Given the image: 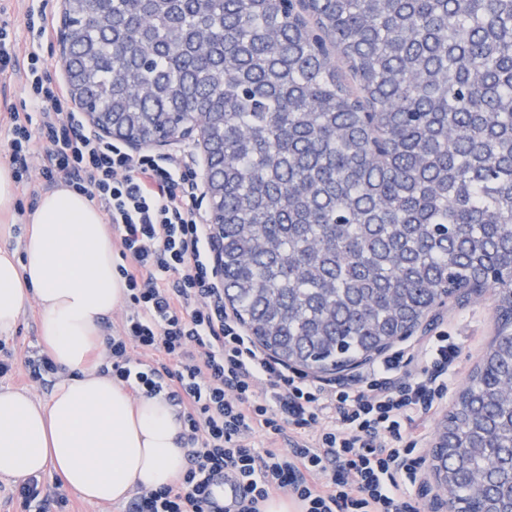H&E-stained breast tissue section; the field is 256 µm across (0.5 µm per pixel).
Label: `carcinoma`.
<instances>
[{
  "mask_svg": "<svg viewBox=\"0 0 512 512\" xmlns=\"http://www.w3.org/2000/svg\"><path fill=\"white\" fill-rule=\"evenodd\" d=\"M68 83L113 135L200 114L224 296L275 358L349 367L442 297L496 336L448 411L457 512H509L512 0H66Z\"/></svg>",
  "mask_w": 512,
  "mask_h": 512,
  "instance_id": "cac0c4a2",
  "label": "carcinoma"
}]
</instances>
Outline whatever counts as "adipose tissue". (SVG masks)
<instances>
[{
	"label": "adipose tissue",
	"instance_id": "ef3b65f1",
	"mask_svg": "<svg viewBox=\"0 0 512 512\" xmlns=\"http://www.w3.org/2000/svg\"><path fill=\"white\" fill-rule=\"evenodd\" d=\"M27 222L18 250L0 226V334L38 304L41 343L62 378L44 402L0 387V477L51 469L95 503L171 482L185 466L173 407L132 397L89 362L92 349L105 347L102 320L126 295L101 209L60 185L39 196Z\"/></svg>",
	"mask_w": 512,
	"mask_h": 512
}]
</instances>
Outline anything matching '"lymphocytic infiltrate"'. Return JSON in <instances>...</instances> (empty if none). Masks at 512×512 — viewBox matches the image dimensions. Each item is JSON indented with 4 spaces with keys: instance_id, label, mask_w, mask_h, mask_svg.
Wrapping results in <instances>:
<instances>
[{
    "instance_id": "obj_1",
    "label": "lymphocytic infiltrate",
    "mask_w": 512,
    "mask_h": 512,
    "mask_svg": "<svg viewBox=\"0 0 512 512\" xmlns=\"http://www.w3.org/2000/svg\"><path fill=\"white\" fill-rule=\"evenodd\" d=\"M27 28L23 48L0 22V77H20L41 122L11 109L0 153L29 195L62 184L104 211L128 300L107 339L109 372L134 396H164L182 424L185 470L137 490L129 512H209L221 471L238 484L235 512H263L279 496L300 512H422L412 496L422 425L448 398L458 342L438 331L347 382L266 355L224 304L193 162L135 156L90 131L39 53L49 37L44 10H28ZM11 496L40 512L67 503L61 482L37 476Z\"/></svg>"
}]
</instances>
